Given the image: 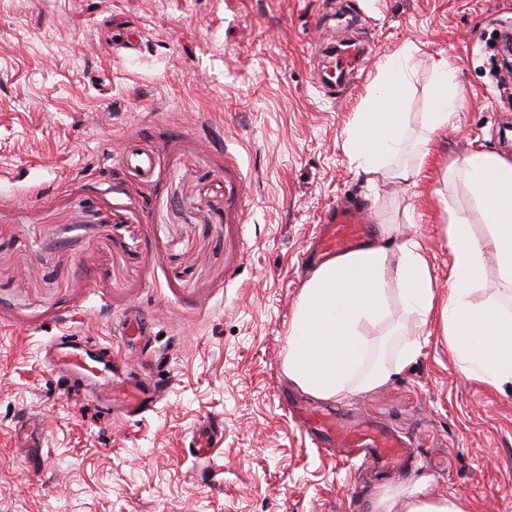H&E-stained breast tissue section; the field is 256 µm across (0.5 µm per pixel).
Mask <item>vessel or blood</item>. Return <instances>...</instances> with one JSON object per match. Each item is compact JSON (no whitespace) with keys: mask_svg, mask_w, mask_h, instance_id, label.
Here are the masks:
<instances>
[{"mask_svg":"<svg viewBox=\"0 0 512 512\" xmlns=\"http://www.w3.org/2000/svg\"><path fill=\"white\" fill-rule=\"evenodd\" d=\"M367 54L368 47L363 43L338 53L320 47L318 56L326 87L334 93L342 91L347 75L358 69ZM123 158L130 173L143 179L152 176L155 161L137 140L124 145ZM372 231L373 226L363 207L337 200L323 217L316 236V251L324 257L343 253L366 239ZM49 349L53 367L69 385L97 384L96 403L104 410H116L118 416L136 417L153 410L165 392L164 386L143 376L131 384L111 379L112 366L106 354L93 350L91 341L80 334L56 337L50 342ZM302 423L317 447L337 450L347 460H359L379 469L392 465L399 470L411 463L399 439L381 429H348L335 412L313 413L303 417ZM31 426L30 418H23L15 429V442L25 452L29 472L34 473L43 468L45 457ZM223 435L224 424L220 420L200 422L190 441L196 457L210 458Z\"/></svg>","mask_w":512,"mask_h":512,"instance_id":"b4317fda","label":"vessel or blood"}]
</instances>
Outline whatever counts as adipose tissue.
<instances>
[{
    "instance_id": "1",
    "label": "adipose tissue",
    "mask_w": 512,
    "mask_h": 512,
    "mask_svg": "<svg viewBox=\"0 0 512 512\" xmlns=\"http://www.w3.org/2000/svg\"><path fill=\"white\" fill-rule=\"evenodd\" d=\"M415 51V46L406 45L380 63L362 112L346 130V152L363 174L383 172L410 181L419 173L418 168L396 164L406 150L403 109ZM459 102L448 63L440 61L429 110L423 116L427 132L446 130ZM460 169L489 233L477 236L468 218L449 207L452 261L447 298H438L429 262L414 242L402 243L394 252L369 244L314 268L292 314L285 357L289 379L303 391L328 400L388 381L391 371L374 361L375 344L364 328L387 319L394 297L405 317L417 324L439 312L448 350L467 378L494 388L512 383V312L494 298L482 303L472 300L490 257L502 286L512 288V161L474 151L463 158ZM383 512L468 509L463 497L414 490L402 500L384 502Z\"/></svg>"
}]
</instances>
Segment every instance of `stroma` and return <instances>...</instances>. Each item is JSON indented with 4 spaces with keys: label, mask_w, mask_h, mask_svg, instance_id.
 <instances>
[{
    "label": "stroma",
    "mask_w": 512,
    "mask_h": 512,
    "mask_svg": "<svg viewBox=\"0 0 512 512\" xmlns=\"http://www.w3.org/2000/svg\"><path fill=\"white\" fill-rule=\"evenodd\" d=\"M357 3L368 24H323L333 0H0V512H380L417 487L512 512V384L467 379L439 314L409 328L410 364L397 367L402 341L389 340L385 385L322 403L402 438L419 457L410 474L376 479L315 447L279 399L308 398L284 371L288 326L302 254L336 197L362 199L377 243L418 242L444 297L445 199L488 233L452 168L476 149L512 159V94L487 68L512 0ZM112 30L136 34V48H111ZM353 35L370 57L335 97L312 57ZM407 44L400 162L422 170L370 180L344 130L380 61ZM443 59L462 101L431 136L422 114ZM134 135L156 156L152 182L122 166ZM132 308L150 318L142 350L119 334ZM75 329L111 345L125 372L151 358L168 384L153 412L115 419L65 383L45 347ZM24 413L44 428L36 476L14 442ZM208 417L224 438L204 460L187 446Z\"/></svg>",
    "instance_id": "1"
}]
</instances>
